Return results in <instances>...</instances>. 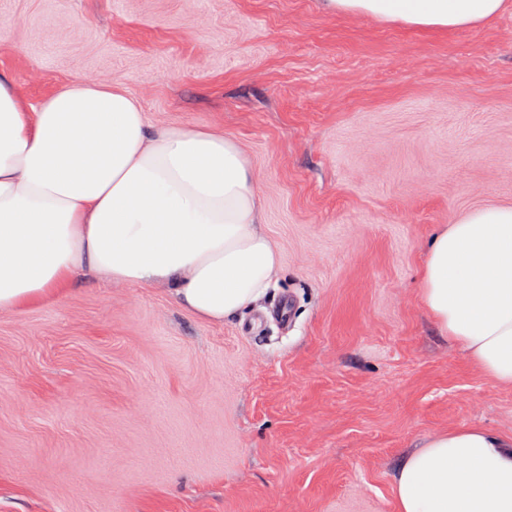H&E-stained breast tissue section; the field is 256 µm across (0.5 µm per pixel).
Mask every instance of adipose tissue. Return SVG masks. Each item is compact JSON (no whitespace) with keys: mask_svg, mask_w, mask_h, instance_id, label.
I'll return each mask as SVG.
<instances>
[{"mask_svg":"<svg viewBox=\"0 0 512 512\" xmlns=\"http://www.w3.org/2000/svg\"><path fill=\"white\" fill-rule=\"evenodd\" d=\"M508 0H320L418 29L474 27ZM238 140L151 129L120 85L74 78L37 104L0 71V312L59 299L80 272L161 284L210 322L250 308L280 266ZM420 299L487 377L512 385V206L472 209L427 251ZM397 512H512V437L434 435L394 479Z\"/></svg>","mask_w":512,"mask_h":512,"instance_id":"adipose-tissue-1","label":"adipose tissue"}]
</instances>
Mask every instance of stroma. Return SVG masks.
Wrapping results in <instances>:
<instances>
[{"label":"stroma","instance_id":"1","mask_svg":"<svg viewBox=\"0 0 512 512\" xmlns=\"http://www.w3.org/2000/svg\"><path fill=\"white\" fill-rule=\"evenodd\" d=\"M30 103L86 77L241 144L280 268L221 323L74 280L0 312V512H396L402 458L512 436L419 298L436 234L512 205V10L429 32L319 0H0Z\"/></svg>","mask_w":512,"mask_h":512}]
</instances>
